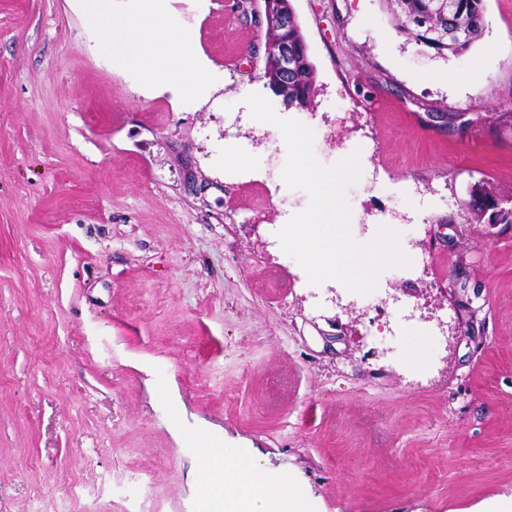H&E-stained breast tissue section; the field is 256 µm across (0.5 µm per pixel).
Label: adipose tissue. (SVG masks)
<instances>
[{"mask_svg":"<svg viewBox=\"0 0 512 512\" xmlns=\"http://www.w3.org/2000/svg\"><path fill=\"white\" fill-rule=\"evenodd\" d=\"M127 58L147 75L179 78L191 92L208 88L210 63L191 49L186 36L169 20L163 0H139L123 29ZM203 462L202 493L206 512H307L288 477L270 479L242 449L197 440Z\"/></svg>","mask_w":512,"mask_h":512,"instance_id":"obj_1","label":"adipose tissue"}]
</instances>
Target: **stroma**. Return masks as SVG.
Masks as SVG:
<instances>
[{
  "label": "stroma",
  "instance_id": "stroma-1",
  "mask_svg": "<svg viewBox=\"0 0 512 512\" xmlns=\"http://www.w3.org/2000/svg\"><path fill=\"white\" fill-rule=\"evenodd\" d=\"M169 5L206 92L142 93L72 0H0V512H85L73 482L100 512H200L199 434L290 476L309 512L511 504L512 226L464 202L478 181L512 197V0L445 58L382 0H292L304 109L268 87L235 0ZM252 92L313 129L321 164L378 171L346 189L351 235L389 227L411 264L373 304L282 250L310 198ZM300 78L294 81L288 88V105H299L304 99L312 97L316 91V71L307 57L299 59ZM311 101V102H312Z\"/></svg>",
  "mask_w": 512,
  "mask_h": 512
}]
</instances>
